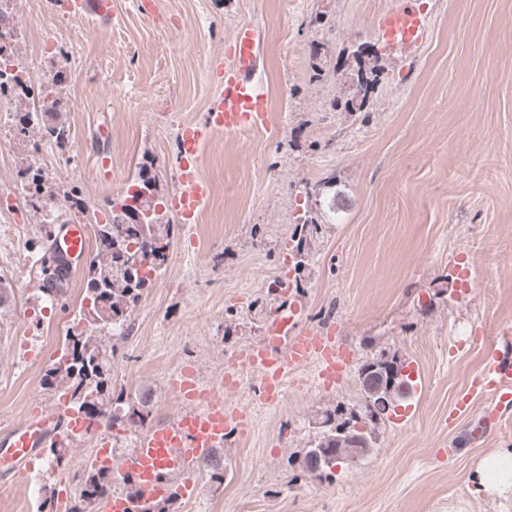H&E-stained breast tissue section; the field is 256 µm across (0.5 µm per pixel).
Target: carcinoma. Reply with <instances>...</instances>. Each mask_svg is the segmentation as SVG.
<instances>
[{"mask_svg": "<svg viewBox=\"0 0 512 512\" xmlns=\"http://www.w3.org/2000/svg\"><path fill=\"white\" fill-rule=\"evenodd\" d=\"M377 77V72L370 66L366 73H358L354 97L345 102V108L351 111L363 109L375 89ZM54 115L55 119L44 125L42 137L63 151L71 144L73 132L62 120L59 110H54ZM133 184L148 190L149 197L144 200V205L152 211V217L141 225L128 221L126 199L123 198L118 213L112 214L106 222L94 225L97 250L89 261L85 299L97 293L102 306L91 311L80 307L77 321H85L87 328L80 335L65 339L66 362L55 364L46 373L48 389L54 392L65 389L69 394L68 409L77 414L89 405L88 399L101 405L110 395L108 381L114 348L103 343L98 333L103 331L110 335L113 324L131 321L147 288L146 280L139 277L137 271L120 262V254L127 253L130 259L150 254L153 269L157 272L165 265V251L170 245L173 225L161 218L157 211L158 203L153 199L157 191L156 178L152 167L141 164ZM306 228L307 225H301V233L292 246L299 271L309 261V252L305 250ZM38 262L43 270L48 264L53 266L51 277L46 279L49 285L46 293L59 292L68 279V263L48 249L43 250ZM403 368L404 363L397 355L384 350L362 364L358 374L361 403L356 409L348 410L340 405L326 412L313 447L326 449L329 461L317 466L307 452L304 472H322L340 460L362 458L370 453L375 445L376 431L384 421L386 407L402 399V388L409 385L408 380L401 376ZM85 472L87 475L76 489L68 512H91L92 505L112 493V467L91 462Z\"/></svg>", "mask_w": 512, "mask_h": 512, "instance_id": "1", "label": "carcinoma"}]
</instances>
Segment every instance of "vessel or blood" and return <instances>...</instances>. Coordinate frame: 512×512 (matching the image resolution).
<instances>
[{
    "label": "vessel or blood",
    "mask_w": 512,
    "mask_h": 512,
    "mask_svg": "<svg viewBox=\"0 0 512 512\" xmlns=\"http://www.w3.org/2000/svg\"><path fill=\"white\" fill-rule=\"evenodd\" d=\"M67 11L76 15L110 14L108 0H65ZM424 22L415 0H405L385 14L381 28L392 48L405 50L422 37ZM261 33L250 22L240 24L229 53L231 63L224 70L218 99L207 111L203 123L183 125L179 132L181 150L177 166V188L170 207L181 224L196 223L208 198V187L200 174L199 158L204 145L215 134L236 135L266 126L268 95L260 70ZM70 264L88 256L85 225L72 220L57 224L52 238ZM303 302L284 297L267 320L266 334L244 351L240 364L258 374L264 404L272 406L288 387L289 376L316 366L314 382L330 387L340 383L350 362L333 331L302 325ZM178 396L188 401L187 409L171 421L138 434L134 446L112 469L114 484H132L136 495L123 493L98 501L95 512H152L171 493L170 479L190 472L200 459L230 443L231 433L244 432L251 422L249 412L231 407L224 399V381L215 379L209 388H200L192 369H185L171 382ZM487 400L481 415H474L477 401ZM512 412V331L504 330L496 345L484 357L479 374L454 404L455 418L477 416V435L499 426ZM71 415L61 411H32L22 423L0 433V468L12 470L22 465L34 449L61 440L63 430H76Z\"/></svg>",
    "instance_id": "1"
}]
</instances>
